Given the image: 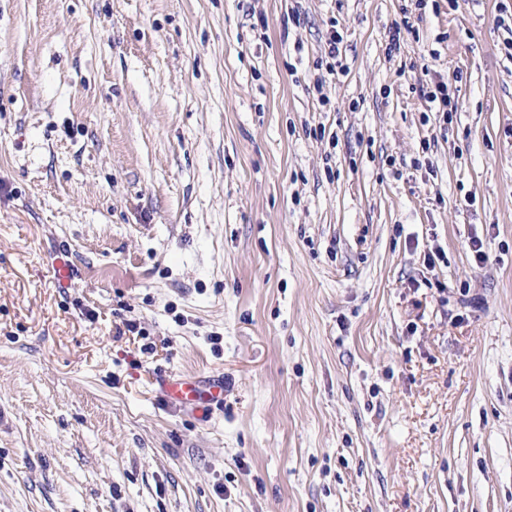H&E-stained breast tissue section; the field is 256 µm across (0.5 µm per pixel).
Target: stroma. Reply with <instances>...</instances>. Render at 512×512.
<instances>
[{
	"mask_svg": "<svg viewBox=\"0 0 512 512\" xmlns=\"http://www.w3.org/2000/svg\"><path fill=\"white\" fill-rule=\"evenodd\" d=\"M410 4L0 0V512H512V0ZM426 96L430 103L435 104L436 112H441L444 122H450L452 114L458 110V104L448 94L447 81L436 83L434 91L427 92ZM156 382L165 398L193 410L218 403L224 396V380L170 373L160 374Z\"/></svg>",
	"mask_w": 512,
	"mask_h": 512,
	"instance_id": "35a3bbf8",
	"label": "stroma"
}]
</instances>
